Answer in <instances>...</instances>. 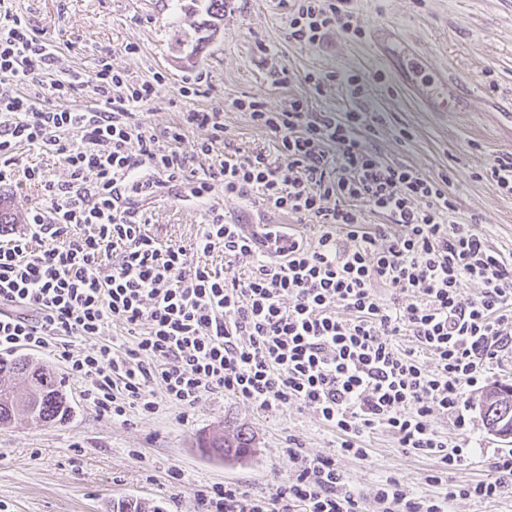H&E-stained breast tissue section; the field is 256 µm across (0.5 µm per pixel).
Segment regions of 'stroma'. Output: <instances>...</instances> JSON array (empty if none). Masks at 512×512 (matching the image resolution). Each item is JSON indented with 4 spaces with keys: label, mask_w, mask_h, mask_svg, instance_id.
I'll use <instances>...</instances> for the list:
<instances>
[{
    "label": "stroma",
    "mask_w": 512,
    "mask_h": 512,
    "mask_svg": "<svg viewBox=\"0 0 512 512\" xmlns=\"http://www.w3.org/2000/svg\"><path fill=\"white\" fill-rule=\"evenodd\" d=\"M190 5V0L13 2L55 41L67 65L89 73L100 54L108 52L113 67L132 75L162 72L165 84L144 107L155 129L178 119L187 105L180 87L203 76L211 91L195 105L223 107L224 142L233 151L271 144L248 113L232 108L234 99L251 97L277 111L298 96L308 100L312 111H343L353 104L345 87L331 84L317 94L305 83V74L340 71L368 78L367 99L389 117L387 127L372 137L373 148L387 161L430 176L446 175L459 222L479 225L512 261V194L482 175L496 159L512 155V114L500 109L512 97V0H353V21L362 30L382 21L397 23L435 69L481 87V96L470 99L466 111L444 116L421 111L378 63L367 39L333 30L317 44H289L288 11L280 0H230V12L211 38L199 30L200 17ZM129 44L137 46V53H126ZM263 44L278 46V56L262 54ZM283 66L292 75L285 86L273 76ZM403 127L411 139L398 138ZM145 206L153 238L194 247L206 222L204 207L164 192ZM22 355L53 366L73 409L61 424L18 422L0 428V512H109L118 499L140 501L159 512H206L198 492L215 483L270 494L274 477L291 468L285 453L289 439L312 456L331 454L337 446L335 433L313 411L291 408L266 416L222 395L203 399L183 419L166 410L151 416L134 411L127 422L113 421L83 400V385L70 376L63 360L27 349ZM470 417L463 430L449 418L434 421L449 441L469 437L481 448L470 463L449 474L453 484L487 478L494 449L512 448V442L488 430L480 409ZM238 427L253 437L248 456L222 461L199 448L202 436ZM367 446L366 459L339 460L351 487L367 493L380 478L393 476L409 492L441 493V486L428 480L439 468L436 461L400 448L386 431L371 434Z\"/></svg>",
    "instance_id": "35a3bbf8"
}]
</instances>
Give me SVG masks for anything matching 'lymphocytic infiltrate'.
Wrapping results in <instances>:
<instances>
[{
  "instance_id": "f902f5d3",
  "label": "lymphocytic infiltrate",
  "mask_w": 512,
  "mask_h": 512,
  "mask_svg": "<svg viewBox=\"0 0 512 512\" xmlns=\"http://www.w3.org/2000/svg\"><path fill=\"white\" fill-rule=\"evenodd\" d=\"M285 6L290 42L315 44L335 28L363 36L350 0ZM164 81L130 77L107 53L88 74L63 67L55 42L0 0V84L11 87L0 95V184L40 186L44 199L28 209L26 232L0 224V350L65 360L86 402L112 420L185 413L220 394L271 416L308 409L336 432L335 456L289 442L292 471L271 495L231 482L204 489L208 512H362L336 458L365 459L378 429L444 470L462 465L470 443L449 445L432 421L466 427L469 391L512 350V263L457 221L447 177L386 161L369 138L388 115L373 106L313 112L294 97L272 112L235 100L272 137L271 149L246 154L223 151L220 107L186 108L155 130L139 110ZM84 94L94 107H65ZM194 128L206 136L189 148ZM23 146L57 156L67 180L21 163ZM219 189L257 223L227 221L212 204ZM162 190L206 206L195 250L147 233L144 203ZM272 215L297 223L275 251ZM216 252L244 273L214 264ZM76 338L92 344L74 350ZM492 469L495 479L437 496L389 476L371 497L377 512H448L456 499H495L512 481V450Z\"/></svg>"
}]
</instances>
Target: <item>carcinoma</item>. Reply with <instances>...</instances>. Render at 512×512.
Listing matches in <instances>:
<instances>
[{
  "label": "carcinoma",
  "mask_w": 512,
  "mask_h": 512,
  "mask_svg": "<svg viewBox=\"0 0 512 512\" xmlns=\"http://www.w3.org/2000/svg\"><path fill=\"white\" fill-rule=\"evenodd\" d=\"M227 0H192L203 12L202 25L216 34L224 21ZM486 426L493 432L512 428V386L487 391L482 401ZM71 413V406L55 372L44 366H33L24 358H0V427L11 425L24 415L34 421L60 423ZM200 447L221 458H239L252 447V436L244 429L231 435H214Z\"/></svg>",
  "instance_id": "1"
}]
</instances>
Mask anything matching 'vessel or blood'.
I'll return each instance as SVG.
<instances>
[{"label": "vessel or blood", "mask_w": 512, "mask_h": 512, "mask_svg": "<svg viewBox=\"0 0 512 512\" xmlns=\"http://www.w3.org/2000/svg\"><path fill=\"white\" fill-rule=\"evenodd\" d=\"M369 40L375 56L425 111L452 112L476 95V88L433 71L427 56L393 23L375 24Z\"/></svg>", "instance_id": "1"}]
</instances>
